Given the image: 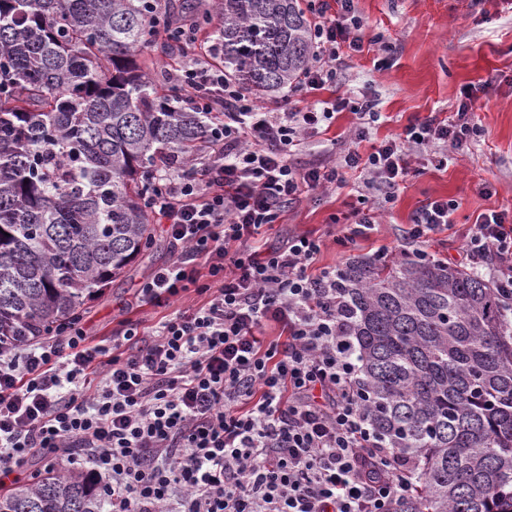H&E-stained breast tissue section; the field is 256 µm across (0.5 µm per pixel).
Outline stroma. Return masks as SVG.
Returning a JSON list of instances; mask_svg holds the SVG:
<instances>
[{"mask_svg":"<svg viewBox=\"0 0 512 512\" xmlns=\"http://www.w3.org/2000/svg\"><path fill=\"white\" fill-rule=\"evenodd\" d=\"M355 6L374 43L369 52L343 58L335 86L317 91L319 99L343 98L347 104L327 131L306 140L295 163L311 167L333 159L356 123L350 103L360 97L373 100L380 112L374 133L382 139L402 133L417 117L452 116L467 86L481 137L472 150L451 153L440 169L428 154L414 157L407 182L386 205L371 237L346 249L328 245L321 262L343 264L382 248L390 258L400 257L407 247L402 234L415 212L441 197L455 200L458 208L429 252L446 264L463 265L462 239L476 217L489 210L512 212V0H481L476 6L470 0H355ZM346 179L345 187L313 193L286 209L276 224L263 228L264 239L274 245L291 233L332 235V217H344L356 200L360 179L354 173ZM154 234L157 251L139 257L104 294L87 300L81 325L91 339L110 336L125 318L162 317V310L139 309L133 302L138 282L174 253L162 225H155Z\"/></svg>","mask_w":512,"mask_h":512,"instance_id":"obj_1","label":"stroma"}]
</instances>
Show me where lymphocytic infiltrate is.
Wrapping results in <instances>:
<instances>
[{"label":"lymphocytic infiltrate","instance_id":"1","mask_svg":"<svg viewBox=\"0 0 512 512\" xmlns=\"http://www.w3.org/2000/svg\"><path fill=\"white\" fill-rule=\"evenodd\" d=\"M313 50L298 90L333 85L343 53L364 49L354 0H309ZM217 51L170 69L194 107L218 113L207 149L159 173L154 205L176 249L135 290L137 307H167L159 321L125 318L92 343L78 323L36 340L0 336V488L34 461L80 465L108 512H397L413 490L410 464L384 444L358 384L345 336L340 266L319 260L377 224L367 190L392 200L411 155L438 165L470 150L478 131L470 99L454 115L406 126L370 153L361 142L380 118L370 101L338 156L300 168L294 147L331 125L316 100L271 110L217 63ZM366 188L332 241L260 236L304 194ZM455 201L436 198L406 237L425 244L452 222ZM470 266L512 303V216L490 211L463 237ZM275 325L277 335H263Z\"/></svg>","mask_w":512,"mask_h":512}]
</instances>
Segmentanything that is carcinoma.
<instances>
[{"label":"carcinoma","mask_w":512,"mask_h":512,"mask_svg":"<svg viewBox=\"0 0 512 512\" xmlns=\"http://www.w3.org/2000/svg\"><path fill=\"white\" fill-rule=\"evenodd\" d=\"M224 70L252 91L300 80L303 0H217ZM189 0H0V336H46L154 243L161 167L201 151L213 114L140 61ZM347 330L375 431L412 468L401 512H512V310L436 259L343 266ZM0 512H107L84 471L0 489Z\"/></svg>","instance_id":"cac0c4a2"}]
</instances>
